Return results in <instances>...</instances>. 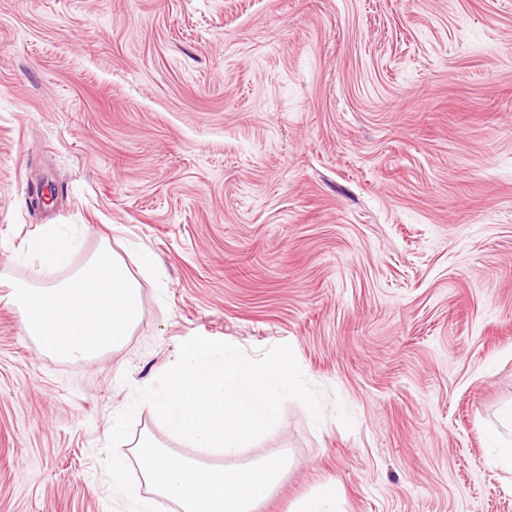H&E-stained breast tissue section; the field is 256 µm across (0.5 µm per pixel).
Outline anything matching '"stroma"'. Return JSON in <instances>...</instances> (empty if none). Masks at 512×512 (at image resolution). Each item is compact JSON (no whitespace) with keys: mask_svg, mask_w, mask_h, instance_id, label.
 <instances>
[{"mask_svg":"<svg viewBox=\"0 0 512 512\" xmlns=\"http://www.w3.org/2000/svg\"><path fill=\"white\" fill-rule=\"evenodd\" d=\"M49 224L81 238L52 271ZM105 244L156 260L140 322L52 358L12 286ZM195 335L289 344L322 421L286 399L225 457L141 405L130 443L287 457L258 512H512V0H0V512H129L113 418ZM503 419L511 427V438H507L496 428L486 436L485 448H488L487 464L494 468L512 470V408L506 410ZM298 512H337L336 490L322 492L305 499Z\"/></svg>","mask_w":512,"mask_h":512,"instance_id":"stroma-1","label":"stroma"}]
</instances>
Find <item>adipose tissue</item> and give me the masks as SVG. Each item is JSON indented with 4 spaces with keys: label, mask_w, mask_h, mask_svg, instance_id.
Instances as JSON below:
<instances>
[{
    "label": "adipose tissue",
    "mask_w": 512,
    "mask_h": 512,
    "mask_svg": "<svg viewBox=\"0 0 512 512\" xmlns=\"http://www.w3.org/2000/svg\"><path fill=\"white\" fill-rule=\"evenodd\" d=\"M79 239L50 226L27 250L52 266L77 248ZM12 300L27 333L55 356L90 360L120 346L141 319L140 283L121 256L102 247L87 265L61 284H16ZM137 453L141 475L175 512H255L277 487L287 461L258 460L239 466L207 467L170 453L146 439Z\"/></svg>",
    "instance_id": "obj_1"
}]
</instances>
